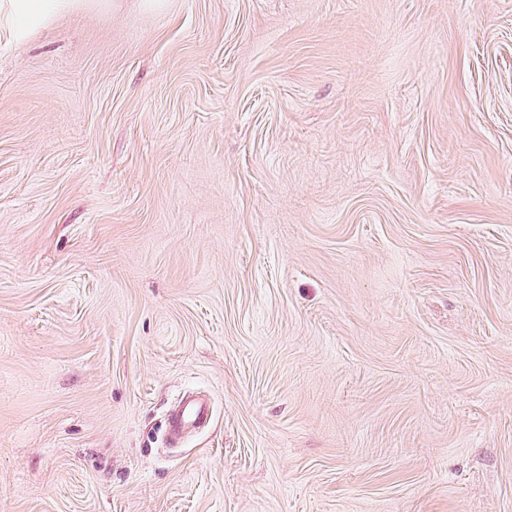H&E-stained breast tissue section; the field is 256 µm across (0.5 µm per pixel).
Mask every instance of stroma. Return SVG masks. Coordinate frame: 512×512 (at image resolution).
<instances>
[{
	"label": "stroma",
	"instance_id": "1",
	"mask_svg": "<svg viewBox=\"0 0 512 512\" xmlns=\"http://www.w3.org/2000/svg\"><path fill=\"white\" fill-rule=\"evenodd\" d=\"M0 512H512V0L0 31ZM213 409L205 395H190L171 411L166 422V438L170 445H178L193 430L212 419Z\"/></svg>",
	"mask_w": 512,
	"mask_h": 512
}]
</instances>
